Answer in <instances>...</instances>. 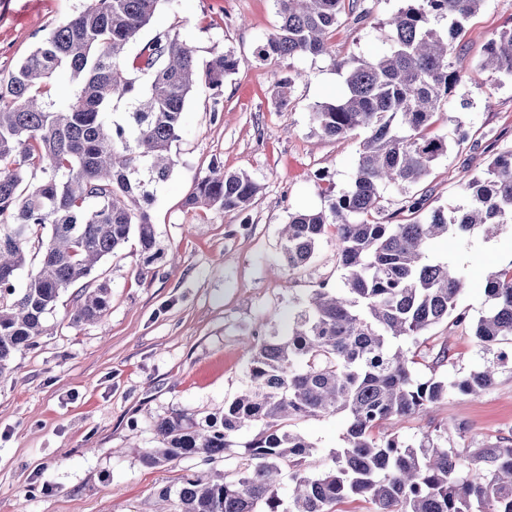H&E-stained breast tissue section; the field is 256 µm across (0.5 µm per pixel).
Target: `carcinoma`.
<instances>
[{"label":"carcinoma","instance_id":"obj_1","mask_svg":"<svg viewBox=\"0 0 512 512\" xmlns=\"http://www.w3.org/2000/svg\"><path fill=\"white\" fill-rule=\"evenodd\" d=\"M160 2L87 0L0 81V375L45 333L46 317L77 282L84 287L71 323L103 317L111 288L92 272L131 237L147 259L158 256L145 204L176 165L171 148L187 101L201 81L220 95L239 68L224 52L199 64L196 47L177 31L138 42ZM273 2L279 25L257 49L263 61L325 55L342 15L356 23L370 16L362 0ZM403 2L387 21V51L353 60L342 96L311 108L324 137L368 132L348 188L326 211L290 214L281 235L283 265L294 272L334 232L340 284L314 289L287 334L252 336L248 383L221 413L200 421L173 412L155 422L159 446L142 454L151 467L185 458L214 464L236 437L252 433L233 477L197 471L160 489L170 512H351L345 505L356 500L369 504L367 512H512V438L445 446L448 427L440 424L417 441L379 432L388 420L427 414L451 389L486 392L509 360L501 350L459 380L415 373L433 325L470 322L457 307L463 278L449 261L431 259L430 248L442 237L512 224V149L492 154L453 216L438 208L422 221L380 220L382 190L406 193L448 150L447 137L431 134L433 118L462 80L449 61L461 22L485 0ZM440 20L448 21L443 33L433 26ZM481 66L512 77V25L488 41ZM55 76L73 85L65 101L51 94ZM303 77L292 68L281 73L275 103L286 104ZM259 192L249 175L214 161L185 206L243 213ZM426 201L425 193L406 194L401 210L419 215ZM34 256L38 266L16 287ZM485 291L492 309L476 321L475 336L490 351L512 342V265L491 272ZM337 414L346 417L344 446L312 472L306 461L315 446L293 423ZM284 469L286 499L278 487Z\"/></svg>","mask_w":512,"mask_h":512}]
</instances>
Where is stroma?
Returning <instances> with one entry per match:
<instances>
[{
    "instance_id": "obj_1",
    "label": "stroma",
    "mask_w": 512,
    "mask_h": 512,
    "mask_svg": "<svg viewBox=\"0 0 512 512\" xmlns=\"http://www.w3.org/2000/svg\"><path fill=\"white\" fill-rule=\"evenodd\" d=\"M84 4L0 0V79ZM365 5V23H338L330 54L294 59L306 77L280 107L273 94L281 67L256 57L279 23L272 0H163L141 40L174 29L196 46L199 60L224 52L240 66L225 80L221 99L201 84L188 102L172 145L177 164L148 208L159 258L147 261L136 242L127 243L99 268L112 290L104 318L71 325L74 294L64 293L37 346L0 375V512H161L158 490L197 465L142 463L143 450L158 444L155 421L175 410L200 419L222 411L248 382V336L283 329V317L303 307L320 282H338L334 235L322 239L305 269L286 275L278 270L280 231L290 213L327 208L330 190L350 183L365 130L322 137L310 110L342 92L343 65L387 47V20L402 0ZM511 21L512 0H486L462 23L455 45L463 78L433 130L450 136L460 126L470 138L449 143L422 181L428 209L454 211L463 186L486 168L492 151L512 148V77L480 67L488 40ZM215 160L259 184L247 212L185 208ZM433 254L449 258L464 277L457 306L468 311L470 323L445 320L429 330L434 340L447 341V372L461 378L496 359L480 346L473 323L491 308L486 269L512 264V224L490 238L478 231L438 239ZM434 422L448 426L454 443L461 423L464 438L476 443L512 437V364L481 397L454 390L430 418L389 422L385 429L412 438ZM294 428L315 444L309 463L321 469L330 450L343 444L345 420L306 418Z\"/></svg>"
}]
</instances>
